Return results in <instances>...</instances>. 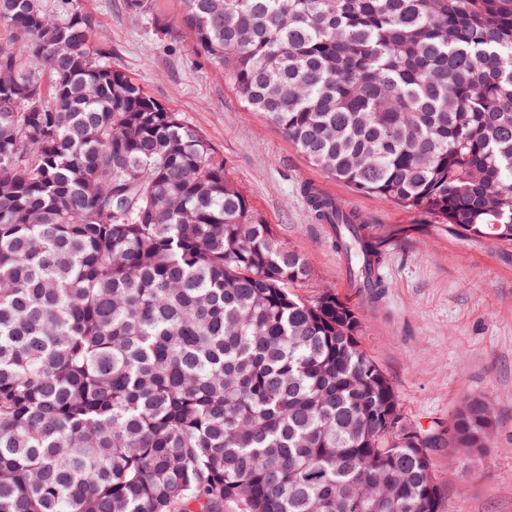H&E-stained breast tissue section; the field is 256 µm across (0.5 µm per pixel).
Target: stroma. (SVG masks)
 I'll use <instances>...</instances> for the list:
<instances>
[{"label": "stroma", "mask_w": 512, "mask_h": 512, "mask_svg": "<svg viewBox=\"0 0 512 512\" xmlns=\"http://www.w3.org/2000/svg\"><path fill=\"white\" fill-rule=\"evenodd\" d=\"M78 3L111 46L110 64L197 130L277 238L307 257L313 275L305 295L328 289L356 309L365 326L362 346L390 378L409 419L440 428L470 396L491 402L497 429L486 457L464 461L444 448L433 455L439 512H512V245L421 223L311 166L195 53L180 0H154L148 14L127 10L125 0ZM306 183L369 218L385 253L380 298L350 285L330 225L309 214Z\"/></svg>", "instance_id": "stroma-1"}]
</instances>
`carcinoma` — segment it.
Listing matches in <instances>:
<instances>
[{
	"instance_id": "obj_1",
	"label": "carcinoma",
	"mask_w": 512,
	"mask_h": 512,
	"mask_svg": "<svg viewBox=\"0 0 512 512\" xmlns=\"http://www.w3.org/2000/svg\"><path fill=\"white\" fill-rule=\"evenodd\" d=\"M197 53L308 162L512 245V0H180ZM0 0V512H439L436 448L332 291L60 0ZM48 77L49 85L43 84ZM354 281L370 226L303 186ZM385 494L372 508L370 494Z\"/></svg>"
}]
</instances>
